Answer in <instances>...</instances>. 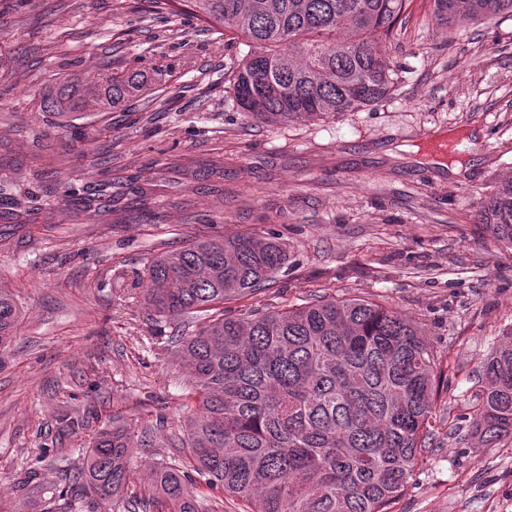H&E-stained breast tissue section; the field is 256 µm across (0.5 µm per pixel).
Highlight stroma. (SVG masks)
<instances>
[{
  "mask_svg": "<svg viewBox=\"0 0 512 512\" xmlns=\"http://www.w3.org/2000/svg\"><path fill=\"white\" fill-rule=\"evenodd\" d=\"M413 0L379 47L409 74L336 121L247 118L232 102L235 30L151 0H0V290L21 317L0 348V512H96L48 498L113 418L143 441L118 502L185 459L186 383L134 291L156 256L203 238H280L243 318L361 298L415 320L439 362L427 448L391 512H512V437L471 434L480 367L512 327V249L481 234L482 197L512 178V18L454 28ZM158 68L152 97L56 128L55 74ZM462 138L459 156L440 143Z\"/></svg>",
  "mask_w": 512,
  "mask_h": 512,
  "instance_id": "1",
  "label": "stroma"
}]
</instances>
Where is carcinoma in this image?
<instances>
[{
    "mask_svg": "<svg viewBox=\"0 0 512 512\" xmlns=\"http://www.w3.org/2000/svg\"><path fill=\"white\" fill-rule=\"evenodd\" d=\"M190 8L210 27L236 29L250 51L232 69L233 101L260 123L336 119L389 98L403 70L381 37L411 0H153ZM440 24L510 13L512 0H432ZM157 70L103 73L92 85L58 77L39 102L61 122L84 116L87 97L121 112L153 94ZM479 230L512 247V180L480 203ZM288 262L275 238L198 240L155 258L138 276L143 301L166 320L193 315L177 355L196 406L180 444L189 466L158 465L147 485L169 512H198L195 476L242 499L252 512H389L425 447L437 363L420 327L379 303L323 299L299 307L224 316V303L265 288ZM20 310L0 292V347ZM475 433L512 435V328L482 364ZM137 444L118 424L101 431L63 496L112 509L129 480Z\"/></svg>",
    "mask_w": 512,
    "mask_h": 512,
    "instance_id": "1",
    "label": "carcinoma"
}]
</instances>
